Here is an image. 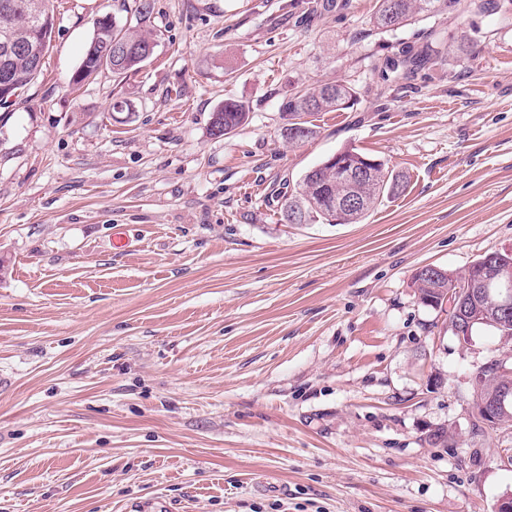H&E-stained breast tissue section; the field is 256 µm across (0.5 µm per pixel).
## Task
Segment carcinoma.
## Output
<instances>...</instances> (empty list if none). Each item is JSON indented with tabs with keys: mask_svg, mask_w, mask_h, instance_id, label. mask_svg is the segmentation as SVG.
I'll return each mask as SVG.
<instances>
[{
	"mask_svg": "<svg viewBox=\"0 0 512 512\" xmlns=\"http://www.w3.org/2000/svg\"><path fill=\"white\" fill-rule=\"evenodd\" d=\"M6 2L13 4L14 33L21 37L31 35V46L34 49L32 54L15 52L0 44V77H6L12 87V95L17 97L42 72L43 66L39 65V61L45 57L50 47L54 22L47 9L38 16L33 15L29 8L31 0H0V7ZM459 8L471 12L484 11V5L477 4L476 0H377L373 24L386 32L396 31L419 18L429 19ZM101 37L110 38L117 43L135 44L141 48L152 43V39L138 27L122 24L117 18H112L109 28L94 29L91 42L88 43L82 62L76 70L77 78L73 84L80 85L105 72L119 78L138 69L145 61V58L134 54L108 60V57L100 54L99 49L93 46V42ZM444 52L445 43L431 37L419 48H399L394 56L382 62L380 69L385 79L397 81L413 68L441 56ZM356 100L353 89L344 84L327 82L312 91L300 90L284 98L280 104L279 110L284 120L280 135L292 143L303 142L316 134L313 125L307 120L308 116L316 112L343 111L353 107ZM247 117L248 111L244 103L226 100L212 114L210 134L217 137L227 135L245 124ZM290 125L304 127L305 136L300 139L292 137L288 133ZM407 185L405 175L377 162L374 175L358 188L363 199L362 209L355 213L341 214L331 208L327 196L343 192L345 185L340 172L336 171V166L322 161L305 171L296 187L283 193L278 203L285 222L288 221L289 212L296 209L303 215L306 224L320 220L359 224L378 202L385 197L402 194ZM479 266L481 263L477 262L463 272L446 270L435 280L424 279L418 282L420 300L425 302L432 298L443 301L448 293L470 287ZM477 315L483 320H489V323H476L474 329L484 328L493 330L502 337L512 336V307L505 312L485 302L477 310Z\"/></svg>",
	"mask_w": 512,
	"mask_h": 512,
	"instance_id": "cac0c4a2",
	"label": "carcinoma"
}]
</instances>
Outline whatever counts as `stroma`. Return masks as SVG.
Masks as SVG:
<instances>
[{"instance_id":"1","label":"stroma","mask_w":512,"mask_h":512,"mask_svg":"<svg viewBox=\"0 0 512 512\" xmlns=\"http://www.w3.org/2000/svg\"><path fill=\"white\" fill-rule=\"evenodd\" d=\"M496 2L384 32L375 0H150L152 57L75 91L95 20L138 0H49L43 71L0 106V512H496L512 427L476 423L471 376L512 341L461 346L413 280L512 249ZM431 32L447 55L383 83ZM328 81L357 105L286 143L282 99ZM227 99L249 119L216 137ZM347 147L407 189L282 221L277 193Z\"/></svg>"}]
</instances>
